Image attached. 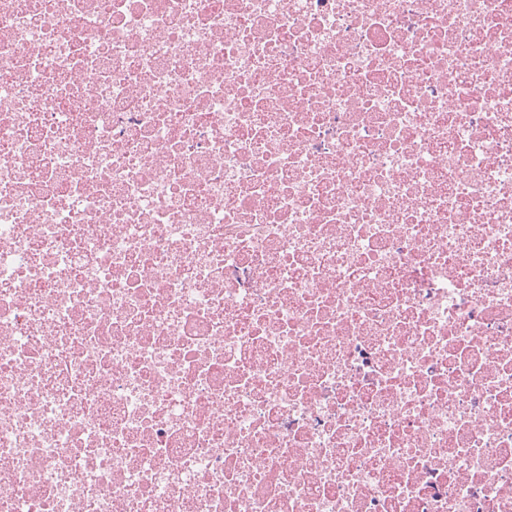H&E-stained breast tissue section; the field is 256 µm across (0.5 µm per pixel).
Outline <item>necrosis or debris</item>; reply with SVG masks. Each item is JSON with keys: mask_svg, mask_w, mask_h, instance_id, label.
<instances>
[{"mask_svg": "<svg viewBox=\"0 0 512 512\" xmlns=\"http://www.w3.org/2000/svg\"><path fill=\"white\" fill-rule=\"evenodd\" d=\"M0 512H512V0H0Z\"/></svg>", "mask_w": 512, "mask_h": 512, "instance_id": "obj_1", "label": "necrosis or debris"}]
</instances>
